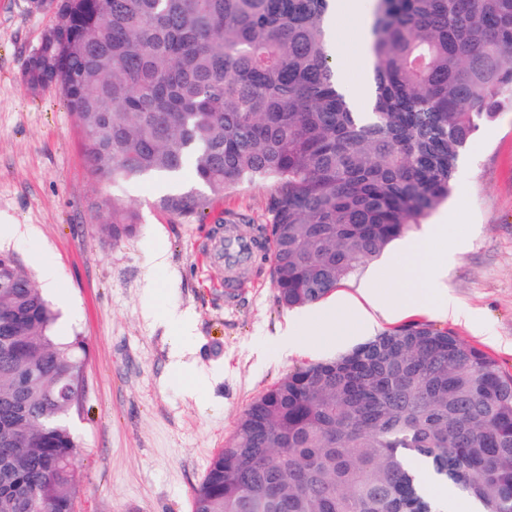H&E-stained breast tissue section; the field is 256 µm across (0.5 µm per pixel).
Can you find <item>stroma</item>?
<instances>
[{
    "label": "stroma",
    "mask_w": 512,
    "mask_h": 512,
    "mask_svg": "<svg viewBox=\"0 0 512 512\" xmlns=\"http://www.w3.org/2000/svg\"><path fill=\"white\" fill-rule=\"evenodd\" d=\"M54 22L30 0H0V250L36 278L55 266L56 283L43 291L57 312L54 331L85 343L84 397L70 421L78 441L73 512H192L193 489L255 398L292 369L347 353L387 328L426 322L448 329L512 375V99L461 156L448 199L408 232L422 240V261L454 255L442 282L416 273L411 286L421 308L350 328L341 343L283 355L273 336L289 323L307 335L315 309L280 304L268 253L235 275L208 250L224 231L250 236L271 223L273 186L229 189L210 199L200 220L157 210L155 182L93 179L58 89L26 82L28 62ZM360 27L351 16L333 22L334 63L352 89L366 79ZM116 193L140 222L115 243L100 226ZM431 224L447 225V240L426 238ZM402 245L395 240L318 307L343 322L346 302L361 300L362 289L393 288L407 266ZM158 248L167 257L161 269L150 262ZM450 299L472 321L443 316ZM172 308L190 315L196 333L179 373L171 368L174 330L162 320Z\"/></svg>",
    "instance_id": "obj_1"
}]
</instances>
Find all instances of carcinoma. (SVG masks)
Returning <instances> with one entry per match:
<instances>
[{
    "label": "carcinoma",
    "mask_w": 512,
    "mask_h": 512,
    "mask_svg": "<svg viewBox=\"0 0 512 512\" xmlns=\"http://www.w3.org/2000/svg\"><path fill=\"white\" fill-rule=\"evenodd\" d=\"M57 3L64 22L43 33L42 59L90 174L166 182L155 205L180 219L271 182L273 221L258 232L288 308L318 303L423 223L480 123L512 97V0H379L369 112L336 86L334 0ZM110 211L102 232L132 235L137 211L119 196ZM56 319L0 252V512H72L83 361ZM410 458L482 512H512V376L427 323L270 386L193 489L192 512H446Z\"/></svg>",
    "instance_id": "obj_1"
}]
</instances>
